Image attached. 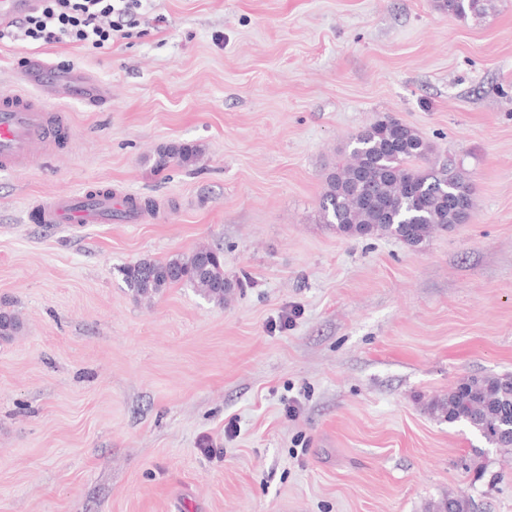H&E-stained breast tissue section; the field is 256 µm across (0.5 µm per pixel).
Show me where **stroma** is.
Returning <instances> with one entry per match:
<instances>
[{
    "label": "stroma",
    "mask_w": 512,
    "mask_h": 512,
    "mask_svg": "<svg viewBox=\"0 0 512 512\" xmlns=\"http://www.w3.org/2000/svg\"><path fill=\"white\" fill-rule=\"evenodd\" d=\"M145 0L111 48L0 42L82 71L97 105L68 154L0 172V512H423L466 491L512 512V458L429 401L512 374V0ZM392 116L470 175L467 223L421 246L345 238L320 213L352 137ZM195 166L154 171L168 143ZM112 187L137 220L40 224L38 201ZM224 251L223 304L119 273ZM484 450L485 470L462 459ZM492 0H441L440 8L457 18L480 17L493 8ZM202 148L196 144L179 143L161 147L153 156L152 167L161 172L171 165L191 167L195 165L202 155Z\"/></svg>",
    "instance_id": "35a3bbf8"
}]
</instances>
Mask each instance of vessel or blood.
Instances as JSON below:
<instances>
[{
    "instance_id": "obj_1",
    "label": "vessel or blood",
    "mask_w": 512,
    "mask_h": 512,
    "mask_svg": "<svg viewBox=\"0 0 512 512\" xmlns=\"http://www.w3.org/2000/svg\"><path fill=\"white\" fill-rule=\"evenodd\" d=\"M38 0H0V27L36 9ZM43 67L31 61L17 80L0 86V170L20 171L34 161L58 157L70 147V116L48 109L43 99L28 91ZM131 195L113 197L111 189L69 192L40 203L38 220L43 224H104L113 215L130 210Z\"/></svg>"
}]
</instances>
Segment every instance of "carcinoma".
<instances>
[{
  "label": "carcinoma",
  "instance_id": "cac0c4a2",
  "mask_svg": "<svg viewBox=\"0 0 512 512\" xmlns=\"http://www.w3.org/2000/svg\"><path fill=\"white\" fill-rule=\"evenodd\" d=\"M440 8L458 18L480 17L492 0H440ZM430 144L411 126L385 117L355 135L349 160L324 177L320 209L325 223L348 238L395 237L416 247L436 230L463 224L473 207L466 174L452 163L428 164ZM202 155L196 144L161 147L152 167L161 172L172 165L191 167ZM136 301L150 300L173 285L193 288L216 304L224 303L233 283L224 277V258L200 246L166 260L145 258L120 269ZM18 315L0 308V340L21 330ZM428 411L440 420L463 423L487 444L501 451L512 448V375H471L447 393L434 397ZM475 502L460 490L425 504L424 512H473Z\"/></svg>",
  "mask_w": 512,
  "mask_h": 512
}]
</instances>
